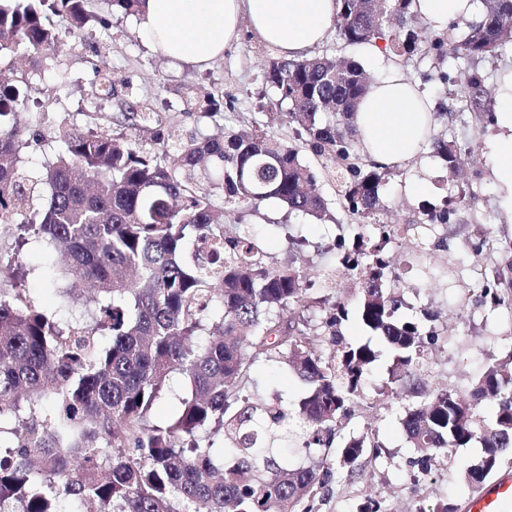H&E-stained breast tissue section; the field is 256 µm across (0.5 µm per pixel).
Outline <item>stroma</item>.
Returning a JSON list of instances; mask_svg holds the SVG:
<instances>
[{
	"label": "stroma",
	"mask_w": 512,
	"mask_h": 512,
	"mask_svg": "<svg viewBox=\"0 0 512 512\" xmlns=\"http://www.w3.org/2000/svg\"><path fill=\"white\" fill-rule=\"evenodd\" d=\"M321 50L362 63L376 78L384 76L391 64H398L404 76L418 83L434 103L445 104L452 112V121L437 122L435 129L460 144L459 177L450 178L445 166L431 157L390 168L381 184V220L386 224L419 222L424 210L445 202L452 187L466 192L444 249L431 257L432 262L448 263L447 286L424 284L414 261L413 238L389 243L387 252L394 259L393 272L407 284L401 295L400 313L412 317L425 310L434 316L442 341L430 354L431 383L465 393L489 364L512 370V310L495 309L480 301L474 281L485 262L465 248L468 239L487 228L497 238L512 241V223L504 218L490 177L495 159L488 144L496 131L495 124L475 123L450 86L436 80L424 81V74L431 70L430 58L414 55L396 59L386 55L368 59L361 48L345 45L334 35ZM267 59L264 43L245 30L225 49L223 59L202 69L178 67L142 39L135 18L116 15L105 28L89 24L51 52L40 81L41 92L33 94L28 108L17 116L22 129L34 139L23 166L29 174L42 173L45 161L61 146L62 124L83 130L119 131L123 114L133 102L150 105L163 125H175L201 136L219 134L229 112L236 116L235 130L257 129L264 119L259 94ZM101 63L120 86L117 96L104 100L92 94L97 78L95 67ZM183 82L213 90L217 100L213 117L202 118L185 111L176 92ZM411 179L428 180L430 194L422 199L408 198L403 185ZM321 188L332 201L335 222L315 224L302 217H290L273 203L261 205L256 213L242 210L241 215L243 223L254 225L264 238L271 256L294 261L317 294L333 296L348 288L350 281L343 272L334 271V255L329 248L338 237L352 238V219L337 202L334 186L325 182ZM19 260L26 272L22 286L41 310L66 317L82 314L88 307L89 294H82L72 303L63 298L60 273L48 265L42 244H31L21 252ZM389 366L390 360L384 354L371 365L363 393L354 398L350 416L339 426L342 436L378 439L383 445L380 457L364 455L358 461L355 478L334 479L317 498L315 512H357L360 504L371 499L380 501L384 512H432L446 500L461 507L469 500L460 471L480 459V447L453 449L451 457L437 456L427 473L413 475L409 467L413 450L401 424L404 404H385L377 395L388 377ZM253 371L260 394L295 406L302 385L282 364L259 359Z\"/></svg>",
	"instance_id": "35a3bbf8"
}]
</instances>
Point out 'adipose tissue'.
<instances>
[{"instance_id": "ef3b65f1", "label": "adipose tissue", "mask_w": 512, "mask_h": 512, "mask_svg": "<svg viewBox=\"0 0 512 512\" xmlns=\"http://www.w3.org/2000/svg\"><path fill=\"white\" fill-rule=\"evenodd\" d=\"M340 0H146L140 31L162 56L200 68L222 58L242 29L255 33L280 56L303 59L326 39ZM411 12L436 29L478 16L477 0H412ZM509 99L498 109L490 149L499 160L491 170L512 213V71L501 79ZM433 103L400 73L375 81L357 106L356 126L367 159L391 168L419 157L430 140Z\"/></svg>"}]
</instances>
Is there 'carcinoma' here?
<instances>
[{"mask_svg": "<svg viewBox=\"0 0 512 512\" xmlns=\"http://www.w3.org/2000/svg\"><path fill=\"white\" fill-rule=\"evenodd\" d=\"M412 0H342L336 34L349 46L384 42L396 56L421 54L477 121L488 116L485 76L477 62L512 44V0H481L475 21L458 22L425 36L408 25ZM87 0H0V63L43 54L94 18ZM106 9L139 17L145 0H104ZM69 19L56 29L49 13ZM460 62L454 73L447 59ZM94 94L115 95L109 72L97 70ZM271 93L266 128L248 135L224 128L218 137L157 127V113L130 107L129 133L62 129L63 149L40 178L21 167L29 138L15 121L30 101L32 79L0 87V224L15 226V249L46 243L47 260L61 259L68 295L93 288L92 321L60 322L40 310L21 288L13 258L0 255L11 288H0V420H19L45 397L58 410L23 422V431L0 445V512H313L314 498L335 475L353 477L365 453L380 455L360 438L338 442V422L363 391L378 357L369 343L352 344L341 330L348 304L316 295L300 268L270 260L252 225L235 209L258 211L273 202L290 215L333 222L319 181L336 184L345 211L359 221L353 247L334 248L352 272L360 323L391 355L379 396L394 402L418 398L402 425L424 469L438 454L482 444L480 460L464 471L467 488L482 489L512 449V377L491 364L471 385L469 400L446 386L425 387L429 351L439 333L397 315L401 280L384 254L391 235L423 238L424 227L452 224L455 209L427 210L421 224H382V175L361 154L354 111L370 76L354 60L328 54L309 59L272 57L264 73ZM187 110L211 116L214 97L185 84ZM297 140L273 131L282 117ZM432 156L448 173L460 147L432 136ZM320 161L314 173L302 152ZM224 199L216 209L213 199ZM491 256L481 274L480 297L512 309V242L486 232L470 240ZM292 308L320 311V321L284 319ZM112 344L101 346V337ZM264 358L288 368L305 387L295 415L281 401L256 396L252 366ZM185 391L168 423L151 421L173 375ZM483 402L496 406L485 424ZM222 436L215 446L201 431ZM296 445L321 461L291 465L279 446ZM340 446L336 460L330 449Z\"/></svg>", "mask_w": 512, "mask_h": 512, "instance_id": "obj_1", "label": "carcinoma"}]
</instances>
